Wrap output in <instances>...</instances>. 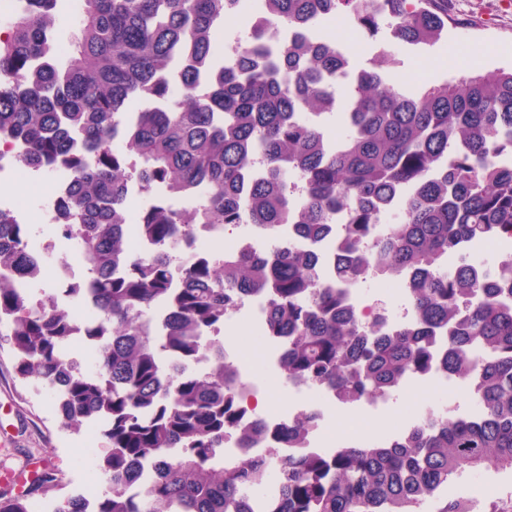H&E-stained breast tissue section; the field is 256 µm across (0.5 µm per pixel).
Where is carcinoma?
<instances>
[{
    "instance_id": "obj_1",
    "label": "carcinoma",
    "mask_w": 512,
    "mask_h": 512,
    "mask_svg": "<svg viewBox=\"0 0 512 512\" xmlns=\"http://www.w3.org/2000/svg\"><path fill=\"white\" fill-rule=\"evenodd\" d=\"M0 36V142L22 163L68 180L62 225L94 271L62 294L92 300L94 315L75 320L58 296L34 301L16 288L36 278L27 263V225L0 214V322L9 326L17 372L53 391L61 423L77 429L105 421L100 459L106 488L94 504L83 494L51 495L55 476L36 491L49 512H251L269 461L251 455L258 427L239 432L240 453L224 462V432L236 426L245 392L224 359V317L241 290L269 301L272 329L288 338L278 365L291 384L327 387L343 403L386 396L407 376L441 366L471 382L474 414L440 416L394 439L347 441L330 455L300 448L310 420L281 427L299 453L280 460L274 512H473L466 497L443 495L464 472L512 471V262L483 278L461 247L512 238V69L402 89L382 57L351 76L342 138L330 147L316 118L336 111L343 62L325 46L297 41L267 59L259 31L245 32L224 61L216 23L240 0H80L68 51L55 58L58 0H27ZM270 23L302 27L314 16L354 18L374 34L412 46L437 44L448 0H257ZM40 58L35 69L31 61ZM219 65L201 81L198 66ZM152 99L128 122L134 100ZM135 168L128 166L129 158ZM161 185L186 200L172 211L153 199L132 210L127 184ZM348 214L336 251V277L323 282L310 253L285 250L277 226L320 238L332 215ZM394 216L374 250L359 249L372 226ZM244 227L251 250L213 263L188 260L183 286L171 287L173 254L192 225ZM162 250L129 255L128 230ZM442 257L458 259L445 275ZM408 275L416 320L386 330L360 325L346 285L369 273ZM168 308V332L147 321ZM208 331L209 371L190 367ZM80 333L94 353L83 373L66 345ZM150 466L143 496L130 493ZM0 512H31L22 496L0 497Z\"/></svg>"
}]
</instances>
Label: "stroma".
<instances>
[{"label":"stroma","instance_id":"stroma-1","mask_svg":"<svg viewBox=\"0 0 512 512\" xmlns=\"http://www.w3.org/2000/svg\"><path fill=\"white\" fill-rule=\"evenodd\" d=\"M448 8L456 24L449 27L442 46L426 50L425 60H417L416 47L394 45L393 73L400 83L418 87L471 75V51L477 44L487 48L481 58L482 74L512 68V8H506L504 0H448ZM428 398V393L413 391L381 415L377 429L360 428L347 415L337 416L333 426L339 437L348 440L356 439L361 430L372 436L377 430L395 428L412 403ZM105 446L100 431L91 425L77 431L63 427L50 389L23 380L8 341L0 339V467L15 468L35 457L42 460L44 470L55 473L57 495L83 494L103 484L98 462ZM448 493L472 497L473 512H493L512 501V473L470 471L453 479Z\"/></svg>","mask_w":512,"mask_h":512}]
</instances>
